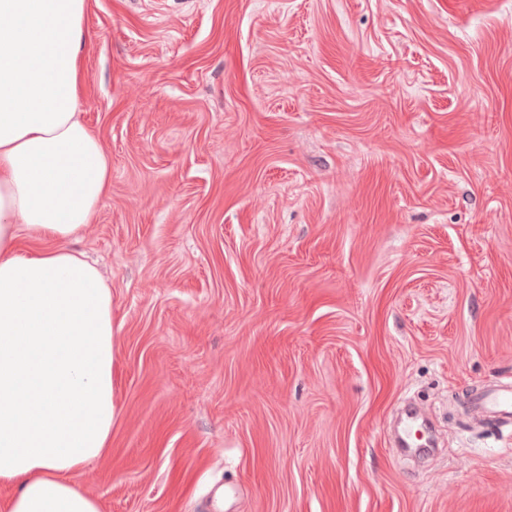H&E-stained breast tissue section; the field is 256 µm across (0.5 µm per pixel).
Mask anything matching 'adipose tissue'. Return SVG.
Instances as JSON below:
<instances>
[{"instance_id": "adipose-tissue-1", "label": "adipose tissue", "mask_w": 512, "mask_h": 512, "mask_svg": "<svg viewBox=\"0 0 512 512\" xmlns=\"http://www.w3.org/2000/svg\"><path fill=\"white\" fill-rule=\"evenodd\" d=\"M86 0H0V512H101L71 476L107 448L112 291L65 248L111 188L78 115ZM49 240L20 252L22 233Z\"/></svg>"}]
</instances>
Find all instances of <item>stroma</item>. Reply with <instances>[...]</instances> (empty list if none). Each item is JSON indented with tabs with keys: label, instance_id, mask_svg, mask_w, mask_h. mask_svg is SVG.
I'll return each mask as SVG.
<instances>
[{
	"label": "stroma",
	"instance_id": "stroma-1",
	"mask_svg": "<svg viewBox=\"0 0 512 512\" xmlns=\"http://www.w3.org/2000/svg\"><path fill=\"white\" fill-rule=\"evenodd\" d=\"M101 512H512V0H88ZM436 442L390 446L404 405ZM475 412L496 419L498 426L509 433L512 431V382L494 390L478 394L471 402Z\"/></svg>",
	"mask_w": 512,
	"mask_h": 512
}]
</instances>
